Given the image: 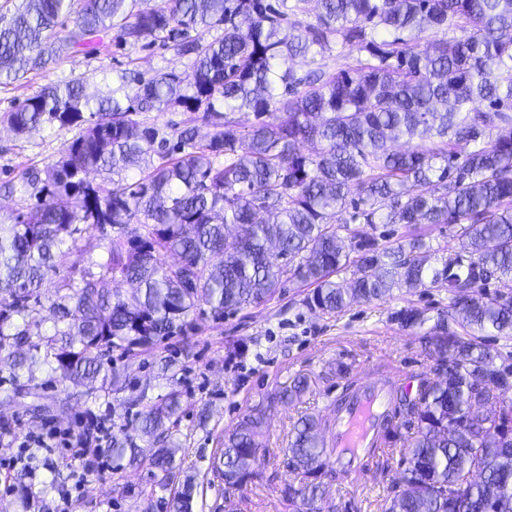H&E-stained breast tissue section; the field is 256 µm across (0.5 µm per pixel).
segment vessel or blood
I'll list each match as a JSON object with an SVG mask.
<instances>
[{"label": "vessel or blood", "mask_w": 512, "mask_h": 512, "mask_svg": "<svg viewBox=\"0 0 512 512\" xmlns=\"http://www.w3.org/2000/svg\"><path fill=\"white\" fill-rule=\"evenodd\" d=\"M389 411L390 402L381 382L359 386L334 419L329 443L335 453L362 464L370 449L376 447L379 424Z\"/></svg>", "instance_id": "b4317fda"}]
</instances>
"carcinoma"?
Masks as SVG:
<instances>
[{"instance_id": "carcinoma-1", "label": "carcinoma", "mask_w": 512, "mask_h": 512, "mask_svg": "<svg viewBox=\"0 0 512 512\" xmlns=\"http://www.w3.org/2000/svg\"><path fill=\"white\" fill-rule=\"evenodd\" d=\"M300 2L18 0L0 14L3 86L71 51L100 53L113 29L119 46L159 42L188 65L147 81L122 71L108 96L78 80L48 84L7 113L19 136L77 134L57 161L7 183L23 206L0 220L3 399L46 410L41 371L88 387L87 398L135 390L112 351H149L193 329L199 307L222 317L271 299L285 278L313 287L304 304L330 315L395 289L446 288L448 309L433 320L415 306L393 313L408 329L433 322L422 342L436 367L382 424L376 466L396 453L404 465L382 512H512V351L481 341L512 340V292H486L512 283V0H317L303 29L288 24ZM450 24L462 36L421 48ZM213 29L223 34L206 38ZM334 46L375 63L304 75L290 65ZM176 107L189 116L171 131L147 122ZM243 109L247 128L232 117ZM198 121L211 128L204 140ZM401 138L420 144L392 149ZM307 142L318 150L304 152ZM355 224L409 234L383 245ZM437 224L463 225L462 242L432 265L422 229ZM93 230L104 232L97 243L84 240ZM97 248L105 261L91 257ZM76 251L88 265L44 304V280ZM349 269L345 288L337 278ZM125 284L140 293L134 306ZM309 388L296 375L225 437L215 469L227 492L263 480L268 408ZM181 408L173 389L138 413L139 434L112 431L109 448L115 469L136 463L150 494L169 493L165 512H194L195 482L175 483L181 442L169 423ZM326 423L305 415L288 434L279 494L292 512H324L326 486L356 472L320 439Z\"/></svg>"}]
</instances>
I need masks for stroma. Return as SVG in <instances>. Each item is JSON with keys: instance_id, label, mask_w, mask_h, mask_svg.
<instances>
[{"instance_id": "1", "label": "stroma", "mask_w": 512, "mask_h": 512, "mask_svg": "<svg viewBox=\"0 0 512 512\" xmlns=\"http://www.w3.org/2000/svg\"><path fill=\"white\" fill-rule=\"evenodd\" d=\"M186 64V59L158 44L115 48L90 56L73 53L47 71L0 86V185L22 167L42 168L57 160L72 138L71 132L50 128L19 137L4 123L5 113L45 85L79 80L88 93L108 94L118 71L129 68L149 78L184 71ZM307 293V287L290 280L274 298L221 319L214 318L208 307L196 310L193 330L164 341L159 348L181 366L172 378L159 372L152 355L127 357L113 352L114 363L126 367L132 381L150 384V397L165 394L173 386L181 390L182 409L172 430L183 446L181 470L195 480V512H225L224 483L213 468L225 435L295 374H310L313 384L301 402L278 404L268 411L270 452L265 478L244 489L240 512H290L278 493L287 475L283 449L288 432L303 415L328 414L349 380L369 383L391 371L414 382L419 375L432 374L434 357L425 353L415 331L401 327L392 314L413 305L436 316L448 304L447 289L397 291L385 300L356 302L332 315L307 308ZM44 393L56 404L47 418L32 417L23 404L10 403L0 407V423L9 422L14 432L36 431L48 422L69 427L93 410L121 419L131 428L137 424L134 412L125 408L130 390L92 403L69 388L48 387ZM398 475L394 464L384 472L372 468L337 480L328 485L325 502L336 512H380L381 501ZM76 480V466H62L54 473L37 465L33 483L35 489L46 492L47 512H56L63 490L72 491L75 512H159L155 498L143 491V470L136 467L101 471L99 480L84 484L79 492L74 489Z\"/></svg>"}]
</instances>
